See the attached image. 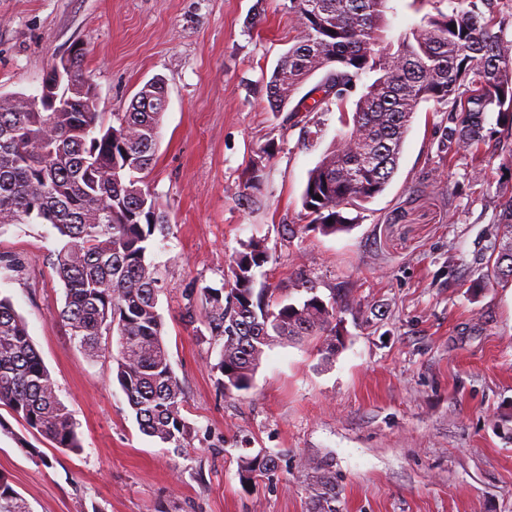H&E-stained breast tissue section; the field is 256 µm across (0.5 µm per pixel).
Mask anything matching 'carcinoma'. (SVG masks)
<instances>
[{"label":"carcinoma","instance_id":"cac0c4a2","mask_svg":"<svg viewBox=\"0 0 512 512\" xmlns=\"http://www.w3.org/2000/svg\"><path fill=\"white\" fill-rule=\"evenodd\" d=\"M295 44L266 82L272 112H319L341 107L357 81L371 76L355 102L346 131L307 177L302 207L308 223L334 234L350 222L346 210L382 193L395 175L418 106L450 107L448 152L480 155L491 143L512 140V40L494 0H475L423 18L397 43L387 39L388 0H289ZM85 53L70 62L69 80H89ZM322 80L297 105L294 95L317 71ZM163 83L141 88L126 112L105 123L97 104L71 96L59 110L31 112L0 95V227L35 222L57 232L61 248L53 269L64 285L58 317L91 358L103 337H117L115 378L142 434L183 447V387L171 366L159 307L162 284L147 261L155 236L171 232L168 211L143 186L139 174L153 161L165 112ZM497 113L496 126L487 113ZM497 234L482 257L491 276L512 280V189L502 190ZM269 261L264 240L251 237L228 264L224 287L200 289V313L187 311L212 338L222 341L214 369L224 393L248 390L265 350L308 336L323 337L325 358L336 354L341 303L324 300L313 281H301L306 298L274 302L255 288V271ZM0 406L57 448L78 450L82 440L70 412L36 351L24 319L0 298ZM276 456L242 460L245 479L275 468ZM313 512L331 508L335 487L326 473ZM0 512H30L0 476Z\"/></svg>","mask_w":512,"mask_h":512}]
</instances>
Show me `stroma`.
Masks as SVG:
<instances>
[{"mask_svg": "<svg viewBox=\"0 0 512 512\" xmlns=\"http://www.w3.org/2000/svg\"><path fill=\"white\" fill-rule=\"evenodd\" d=\"M288 0H0V94H36L72 46L104 120L127 111L153 78L168 105L145 172L173 233L148 259L165 284L164 341L191 428L174 450L143 435L115 380V340L89 358L58 317L64 287L47 224L0 228V295L71 413L81 451L57 448L0 408V474L31 512H310L313 468L336 485V512H512V282L479 264L497 232L512 153L485 165L448 154V115L421 104L399 168L380 195L325 235L302 218L309 170L343 128V108L288 117L264 85L296 29ZM390 39L431 13L430 0H390ZM263 180L238 196L255 159ZM272 255L256 283L300 300L343 295L342 343L321 338L267 350L251 389L221 394L219 346L187 307L220 287L243 241ZM276 470L252 480L241 459Z\"/></svg>", "mask_w": 512, "mask_h": 512, "instance_id": "obj_1", "label": "stroma"}]
</instances>
